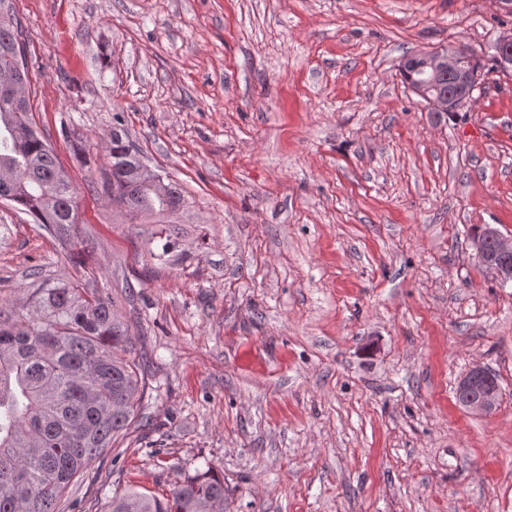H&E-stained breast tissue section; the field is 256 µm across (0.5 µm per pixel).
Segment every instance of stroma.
Segmentation results:
<instances>
[{"label":"stroma","mask_w":512,"mask_h":512,"mask_svg":"<svg viewBox=\"0 0 512 512\" xmlns=\"http://www.w3.org/2000/svg\"><path fill=\"white\" fill-rule=\"evenodd\" d=\"M76 246L0 199V314L109 294L146 392L72 486L105 508L213 468L224 512H512V74L435 112L403 56L492 54L502 0H7ZM183 208L112 199L115 121ZM85 145L74 157V139ZM487 414L459 406L472 366ZM459 390L467 397L466 408L470 411L488 413L499 401L498 384L493 381L488 370L480 365L474 366L461 379Z\"/></svg>","instance_id":"35a3bbf8"}]
</instances>
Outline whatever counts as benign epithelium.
<instances>
[{"label": "benign epithelium", "mask_w": 512, "mask_h": 512, "mask_svg": "<svg viewBox=\"0 0 512 512\" xmlns=\"http://www.w3.org/2000/svg\"><path fill=\"white\" fill-rule=\"evenodd\" d=\"M496 61L503 72L512 71V31L503 33L495 48ZM416 69L423 72L425 86L417 88V92L428 98V103L438 112L461 108L472 92L471 76L464 65V50L450 48L437 50L421 55ZM446 73L451 84V92L429 96L434 77ZM459 390L467 397L466 408L470 411L488 413L496 407L500 388L493 381L488 370L480 365L474 366L461 379Z\"/></svg>", "instance_id": "obj_1"}]
</instances>
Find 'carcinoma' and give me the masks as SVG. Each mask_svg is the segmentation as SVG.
<instances>
[{
  "instance_id": "1",
  "label": "carcinoma",
  "mask_w": 512,
  "mask_h": 512,
  "mask_svg": "<svg viewBox=\"0 0 512 512\" xmlns=\"http://www.w3.org/2000/svg\"><path fill=\"white\" fill-rule=\"evenodd\" d=\"M21 27L0 10V176L20 181L0 198L70 244L75 208L69 177L36 129L31 107L11 92L28 83L16 52ZM112 195L133 215L173 211L177 184L146 167L116 121ZM34 310L0 321V512H59L70 486L135 419L140 380L112 298L62 283L38 288ZM108 512H224V480L212 468L178 482L164 498L132 485Z\"/></svg>"
}]
</instances>
